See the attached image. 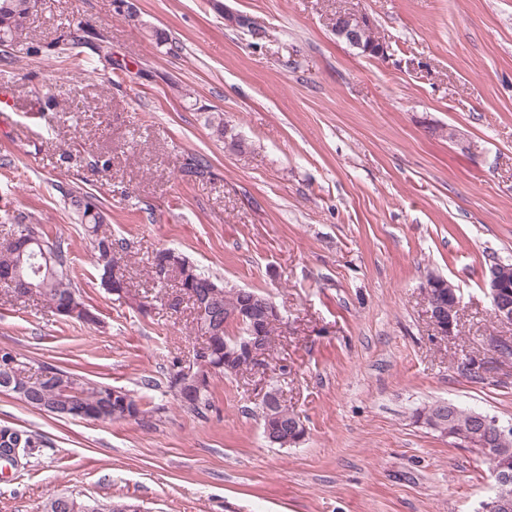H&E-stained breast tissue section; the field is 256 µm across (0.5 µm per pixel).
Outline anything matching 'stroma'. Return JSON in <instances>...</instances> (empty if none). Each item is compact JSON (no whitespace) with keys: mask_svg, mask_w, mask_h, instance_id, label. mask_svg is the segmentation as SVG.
Instances as JSON below:
<instances>
[{"mask_svg":"<svg viewBox=\"0 0 512 512\" xmlns=\"http://www.w3.org/2000/svg\"><path fill=\"white\" fill-rule=\"evenodd\" d=\"M343 13L372 17L385 57L336 38ZM77 27L86 44L59 57ZM2 85L0 217L65 241L98 321L0 297V347L129 391L144 414L66 419L0 392V425L51 441L0 476V512L53 495L141 512H478L493 492L480 455L415 413L447 401L512 423V324L483 289L490 264L512 263V0H38L0 54ZM213 112L245 152L212 133ZM193 161L204 175L185 174ZM72 187L126 241L147 309L102 286ZM165 248L281 314L264 363L215 376L202 416L171 387L202 339L190 302L172 308L173 282L152 279ZM432 273L461 298L447 338ZM272 386L307 428L300 445L264 436Z\"/></svg>","mask_w":512,"mask_h":512,"instance_id":"35a3bbf8","label":"stroma"}]
</instances>
